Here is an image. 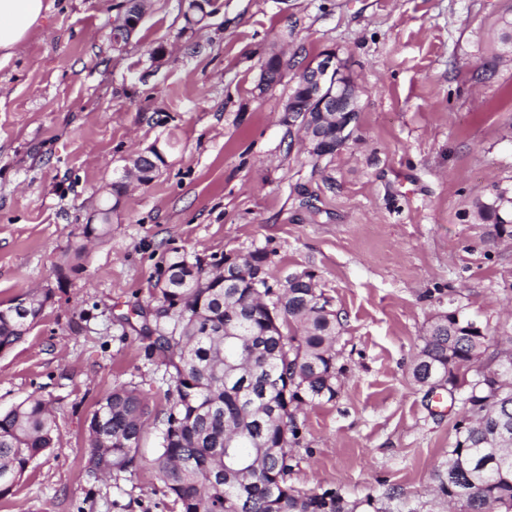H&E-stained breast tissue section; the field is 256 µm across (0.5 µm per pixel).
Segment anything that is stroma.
Here are the masks:
<instances>
[{
    "label": "stroma",
    "mask_w": 512,
    "mask_h": 512,
    "mask_svg": "<svg viewBox=\"0 0 512 512\" xmlns=\"http://www.w3.org/2000/svg\"><path fill=\"white\" fill-rule=\"evenodd\" d=\"M48 3L0 64V302L34 288L55 297L0 354V411L41 397L58 440L0 512H179L153 467L158 429L133 471L97 478L88 420L119 385L165 408L168 377L134 311L169 260L258 248L272 279L314 270L343 318L337 393L298 412L289 484L335 490L356 512H448L439 484L462 406L428 395L411 367L452 301L512 335V238H492L474 209L512 195V53L500 42L512 0H213L192 28L187 0H148L118 45L123 0ZM329 48L360 121L317 159L283 106L295 74ZM278 52L288 68L264 88L261 66ZM481 64L494 69L485 83L472 78ZM155 142L157 177L129 188L110 234L59 285L104 187Z\"/></svg>",
    "instance_id": "stroma-1"
}]
</instances>
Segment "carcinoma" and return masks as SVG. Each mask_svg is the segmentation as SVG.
<instances>
[{
	"instance_id": "1",
	"label": "carcinoma",
	"mask_w": 512,
	"mask_h": 512,
	"mask_svg": "<svg viewBox=\"0 0 512 512\" xmlns=\"http://www.w3.org/2000/svg\"><path fill=\"white\" fill-rule=\"evenodd\" d=\"M163 164L158 155L146 158L135 175L147 186ZM112 196L113 205L100 208L102 223L85 225L84 236L99 239L111 231L108 221L121 197L116 182ZM475 209L493 236L512 237V198L478 200ZM167 270L168 280L155 284L151 333L169 374V407L152 419L136 388H112L88 422L91 471L111 477L135 468L143 430L154 420L161 425L154 465L180 512H353L334 491L302 493L288 484L291 449L299 443L297 411L336 396L339 312L317 299L311 283L294 280L278 297L274 324L251 283L229 282L179 255ZM27 297L24 306L16 296L0 303V354L24 339L53 293L47 288ZM471 323L459 304L437 312L411 376L417 385L431 378L461 395L464 415L454 424L441 493L459 512H512V352L488 353L493 345H512V336L492 338L470 330ZM460 360L483 366L470 378L452 369ZM290 365L297 383L287 389L283 374ZM284 426L288 447L280 448ZM55 438L54 415L43 399L30 396L0 413V496ZM230 438L241 446L225 447Z\"/></svg>"
}]
</instances>
